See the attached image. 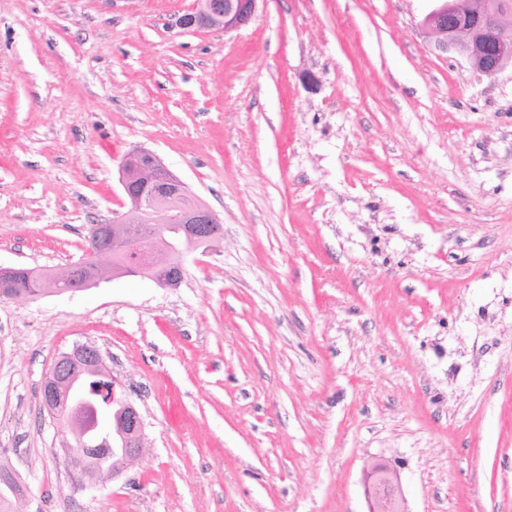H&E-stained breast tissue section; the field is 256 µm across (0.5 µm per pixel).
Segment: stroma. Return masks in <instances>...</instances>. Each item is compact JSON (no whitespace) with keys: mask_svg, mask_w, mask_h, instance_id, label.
I'll return each instance as SVG.
<instances>
[{"mask_svg":"<svg viewBox=\"0 0 512 512\" xmlns=\"http://www.w3.org/2000/svg\"><path fill=\"white\" fill-rule=\"evenodd\" d=\"M0 0V265L64 268L159 155L220 217L163 288L0 300L20 512H512V70L434 53L428 0ZM96 346L145 428L103 488L57 458L54 359ZM258 2L260 0H198L194 11L178 19V26L187 31L236 30L254 18ZM367 512H407L402 489L393 468L384 460L370 464L363 479Z\"/></svg>","mask_w":512,"mask_h":512,"instance_id":"35a3bbf8","label":"stroma"}]
</instances>
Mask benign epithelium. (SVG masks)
I'll use <instances>...</instances> for the list:
<instances>
[{
  "label": "benign epithelium",
  "mask_w": 512,
  "mask_h": 512,
  "mask_svg": "<svg viewBox=\"0 0 512 512\" xmlns=\"http://www.w3.org/2000/svg\"><path fill=\"white\" fill-rule=\"evenodd\" d=\"M260 0H197L194 11L182 15L178 26L236 30L256 15ZM422 21L432 50L462 58L486 77L512 68V0H432ZM119 179L129 201L126 211L112 221L93 226L94 246L62 271H52L40 284L43 294L76 293L88 281L102 282L137 276L139 264L151 271L158 285L176 288L183 280L182 258L198 245L220 238L221 220L153 152L134 149L119 166ZM115 249L134 255L137 263L124 269L99 263ZM15 267L0 266V298L16 296ZM112 375L99 349L85 345L70 355L58 356L45 374L44 410L61 424L60 453L80 482L96 486L114 478L143 455L144 421L137 407L116 389L88 385L91 378ZM93 435L112 438V459L101 457L91 445ZM0 483L11 487L16 501L26 499L15 471L0 462ZM368 512H406L402 489L393 468L384 460L370 464L363 479Z\"/></svg>",
  "instance_id": "1"
}]
</instances>
